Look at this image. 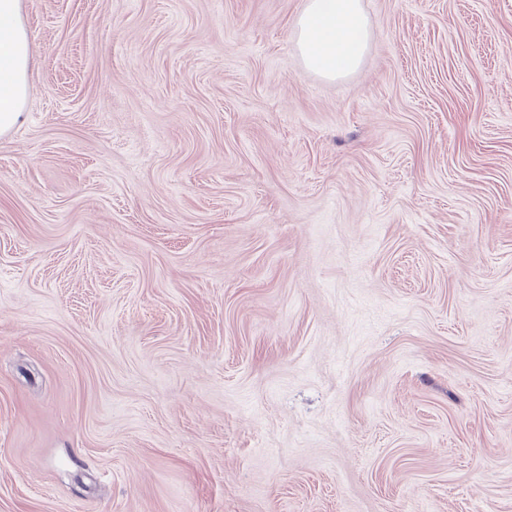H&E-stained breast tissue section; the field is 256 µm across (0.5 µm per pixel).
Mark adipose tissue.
<instances>
[{
    "label": "adipose tissue",
    "mask_w": 512,
    "mask_h": 512,
    "mask_svg": "<svg viewBox=\"0 0 512 512\" xmlns=\"http://www.w3.org/2000/svg\"><path fill=\"white\" fill-rule=\"evenodd\" d=\"M293 35L306 67L333 80L360 66L370 31L360 0H307ZM29 63L30 42L20 20L19 0H0V135L23 117Z\"/></svg>",
    "instance_id": "ef3b65f1"
}]
</instances>
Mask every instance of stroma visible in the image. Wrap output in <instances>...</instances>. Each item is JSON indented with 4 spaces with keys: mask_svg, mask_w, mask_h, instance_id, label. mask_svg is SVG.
Returning <instances> with one entry per match:
<instances>
[{
    "mask_svg": "<svg viewBox=\"0 0 512 512\" xmlns=\"http://www.w3.org/2000/svg\"><path fill=\"white\" fill-rule=\"evenodd\" d=\"M20 0L0 512H512V0ZM293 35L306 67L335 80L360 66L370 31L360 0H307Z\"/></svg>",
    "mask_w": 512,
    "mask_h": 512,
    "instance_id": "obj_1",
    "label": "stroma"
}]
</instances>
